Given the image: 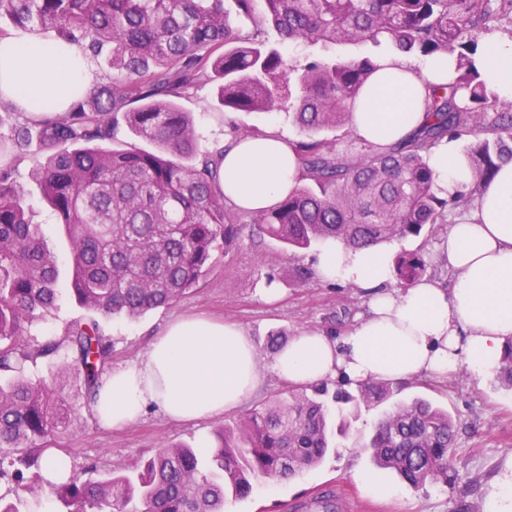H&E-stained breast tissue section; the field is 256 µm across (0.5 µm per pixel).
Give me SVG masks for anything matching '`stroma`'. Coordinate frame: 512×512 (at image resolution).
Instances as JSON below:
<instances>
[{"mask_svg":"<svg viewBox=\"0 0 512 512\" xmlns=\"http://www.w3.org/2000/svg\"><path fill=\"white\" fill-rule=\"evenodd\" d=\"M213 84L203 82L184 94L180 106L193 113L202 150L224 146L229 129L263 133L275 130L288 140L302 134L282 111L219 112ZM320 249L290 252L276 240L245 227L239 241L218 254L210 274L175 305L151 311L135 322L100 320V330L112 344V367L142 356L168 322L181 315H203L239 324L260 357L261 380L247 400L246 409L269 401L284 384L271 369L273 355L266 348L269 336L291 340L306 331L347 332L365 312L358 289L336 281L313 277L298 280L295 270L314 267ZM86 312L60 295L55 309L30 329L29 342L36 345L62 338ZM76 417L60 441L63 460L72 471L97 479L110 472H126L141 458L164 444L197 445L236 419L227 412L199 421L173 422L154 407L123 428H107L84 404L79 380L69 385ZM401 400L424 398L448 409L458 425L454 486L429 484L415 489L395 473L377 468L367 443L383 408L361 410L334 456L319 467L298 476L257 486L253 493L232 503L227 512H307L306 505L318 496L336 494L338 512H456L458 505L474 504L479 512L492 505L512 512V390L500 385L496 373L479 378L472 371L445 377L411 379ZM389 488L392 497L375 498L367 480Z\"/></svg>","mask_w":512,"mask_h":512,"instance_id":"35a3bbf8","label":"stroma"}]
</instances>
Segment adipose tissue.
Instances as JSON below:
<instances>
[{
    "label": "adipose tissue",
    "instance_id": "1",
    "mask_svg": "<svg viewBox=\"0 0 512 512\" xmlns=\"http://www.w3.org/2000/svg\"><path fill=\"white\" fill-rule=\"evenodd\" d=\"M481 70L487 84L511 101L512 41L488 40ZM452 75L444 59L417 64L397 55L382 58L355 105V135L380 149L401 142L425 119L428 85ZM93 82L90 63L76 47L36 33L0 40V101L21 108L26 118L63 117L74 91ZM432 167L444 193H459L471 182L453 141L434 148ZM298 168L287 139L268 132L226 149L218 160L219 187L241 210H267L298 187ZM440 251L455 275L451 288L424 278L399 291L386 286L390 262L384 252L340 245L326 251L318 276L370 292V312L342 336L294 337L274 356L276 375L306 385L405 381L463 364L479 376L489 371L512 339V163L500 168L472 212L449 226ZM258 362L237 324L179 316L143 358L103 379L93 409L112 427L129 424L152 405L178 422L221 415L238 409L256 388Z\"/></svg>",
    "mask_w": 512,
    "mask_h": 512
}]
</instances>
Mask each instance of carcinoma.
Masks as SVG:
<instances>
[{"instance_id":"obj_1","label":"carcinoma","mask_w":512,"mask_h":512,"mask_svg":"<svg viewBox=\"0 0 512 512\" xmlns=\"http://www.w3.org/2000/svg\"><path fill=\"white\" fill-rule=\"evenodd\" d=\"M250 24L253 32L244 34ZM56 33L108 71L75 97L59 120L15 125L8 158L37 139L42 156L29 178L65 229L68 293L106 319L135 321L177 303L204 278L214 252L229 248L245 226L218 187L215 158L203 154L191 113L179 99L219 78L226 112H268L288 104L305 139L290 143L299 159V186L249 223L287 250L333 240L351 251L375 249L448 232V211L476 198L499 167L512 162V101L482 78L481 36L512 39V0H0L4 26ZM388 42L422 58L454 60L453 81L433 85L426 120L402 145L380 151L361 142L341 152L321 136L352 124V106L376 60L312 55L297 66L282 48ZM154 149L110 145L120 127ZM471 137L464 159L470 186L441 194L429 158L443 139ZM398 285L421 280L418 251L393 260ZM57 254L32 222L25 187L11 164H0V453L17 489L40 483L49 451L70 427L75 408L66 389L80 377L94 402L112 344L92 319L76 322L60 340L29 345L28 328L56 307ZM40 359L54 362L50 379L14 376ZM512 388V340L497 367ZM405 381L371 380L348 389L326 382L284 387L268 404L246 412L207 450L162 445L132 472L85 479L72 474L50 486L55 512H225L260 478L290 479L322 463L347 437L363 407L394 401L368 447L375 464L417 488L446 485L456 451L448 410L395 396Z\"/></svg>"}]
</instances>
